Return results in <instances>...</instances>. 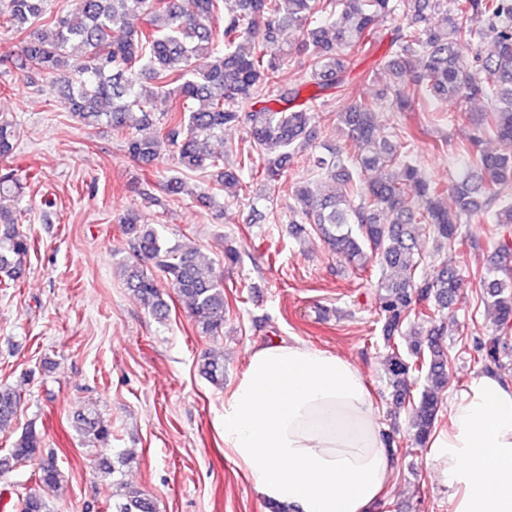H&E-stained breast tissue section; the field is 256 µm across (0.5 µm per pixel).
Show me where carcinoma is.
<instances>
[{"instance_id": "carcinoma-1", "label": "carcinoma", "mask_w": 512, "mask_h": 512, "mask_svg": "<svg viewBox=\"0 0 512 512\" xmlns=\"http://www.w3.org/2000/svg\"><path fill=\"white\" fill-rule=\"evenodd\" d=\"M48 0H0V28L22 35L0 53V66L20 57L26 78L41 80L56 91L57 102L80 123L104 125L125 135L129 157L148 167L167 151L179 172L161 183L168 198L185 194L186 172L202 174L224 186H240V174H259L275 183L301 157L314 139L312 123L322 91L341 85L351 56L376 42V19L394 15V27L375 75H384L396 112L417 111L416 102L456 98L490 100L476 119L459 117L478 135L460 151L468 164L453 183L455 207L441 201L447 189L425 181L408 159L411 135L390 141L376 136L378 102L361 97L338 113L349 139L360 146L355 155L339 149L310 153L305 162L319 180L295 188L297 206L291 223L308 224L336 253L365 273L378 267L377 300L388 349V384L398 404L405 403L407 381L424 380L415 403L408 442L423 448L432 436L444 404L452 355L437 337L448 332L444 310L461 295V268L474 242L462 225L481 216L502 229L484 272L474 274L481 302L495 312L496 330L512 328V0H78L73 11L47 10ZM140 17L143 26L129 25ZM126 31L112 41V32ZM299 40L307 85L316 93L300 99L302 86L282 76L275 56L288 55ZM462 42L476 45L472 62L461 58ZM170 100L167 110L153 112L158 97ZM248 129L250 148L238 166L228 168L224 155L204 144L224 134L227 125ZM154 128L150 136L131 134ZM490 133L503 147L499 153L477 149L478 137ZM18 127L0 114V160L14 153ZM263 160L255 168L253 154ZM384 176L359 184V174ZM39 174L19 176L0 169V287L23 279L33 251L32 239L19 228L13 203L24 183ZM120 230L136 257L124 268L127 288L159 319L169 312L165 296L186 302L201 336H220L229 307L223 274L194 250L167 247L152 224L131 210L119 220ZM428 234L436 242L438 274L421 278L418 240ZM453 246L455 256L442 249ZM407 324L426 325V341L403 349L396 337ZM485 371L512 373V355H501L500 341L474 343ZM200 374L224 387V364L206 353ZM21 390L0 385V434L14 435L0 471L37 462L36 482L59 485L62 474L43 438L31 423L19 424ZM84 442L107 448L112 427L94 411L77 416ZM112 512H156L153 498L141 487L125 483ZM13 512H49L43 497L16 496Z\"/></svg>"}]
</instances>
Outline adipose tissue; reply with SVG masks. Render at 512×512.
Segmentation results:
<instances>
[{
    "label": "adipose tissue",
    "mask_w": 512,
    "mask_h": 512,
    "mask_svg": "<svg viewBox=\"0 0 512 512\" xmlns=\"http://www.w3.org/2000/svg\"><path fill=\"white\" fill-rule=\"evenodd\" d=\"M431 443L448 512H512V383L481 374L452 390ZM360 370L296 339L253 346L224 398V451L283 512H371L392 473Z\"/></svg>",
    "instance_id": "1"
}]
</instances>
